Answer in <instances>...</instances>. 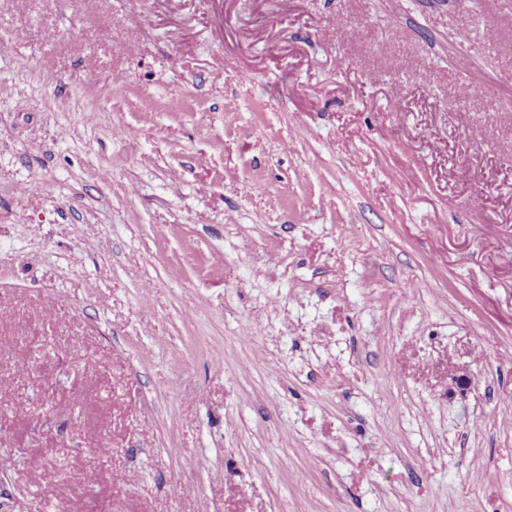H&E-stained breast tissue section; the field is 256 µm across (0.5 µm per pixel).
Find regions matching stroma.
<instances>
[{
	"instance_id": "1",
	"label": "stroma",
	"mask_w": 512,
	"mask_h": 512,
	"mask_svg": "<svg viewBox=\"0 0 512 512\" xmlns=\"http://www.w3.org/2000/svg\"><path fill=\"white\" fill-rule=\"evenodd\" d=\"M0 42V512H512L507 0H0Z\"/></svg>"
}]
</instances>
